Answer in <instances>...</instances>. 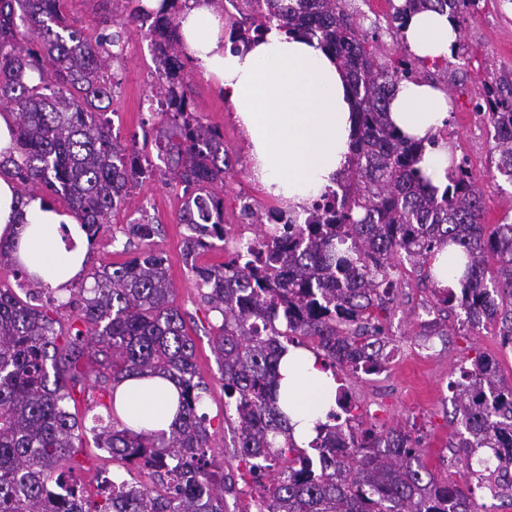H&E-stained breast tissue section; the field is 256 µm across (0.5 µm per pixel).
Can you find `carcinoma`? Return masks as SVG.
Instances as JSON below:
<instances>
[{
  "label": "carcinoma",
  "instance_id": "obj_1",
  "mask_svg": "<svg viewBox=\"0 0 512 512\" xmlns=\"http://www.w3.org/2000/svg\"><path fill=\"white\" fill-rule=\"evenodd\" d=\"M101 28L86 36L64 12V0H0V108L16 115L14 156L0 172L18 185V202L36 193L60 196L94 243L130 191L153 175L142 163L143 141L113 132L107 111L115 75L107 60L123 57L128 24L150 41L155 69L148 112L159 119L154 145L168 185L183 187L179 223L193 256L222 241L224 184L231 157L222 131L192 108L181 48L180 15L189 0H100ZM230 41L247 43L272 24L302 34L334 54L350 79L356 129L345 173L301 217L266 212L284 221L280 234L240 242L221 265H191L209 311L221 316L212 350L224 380V421L237 458L263 486L258 512H477L463 489L428 468L419 437L380 431L351 414L346 392L336 394L310 445L298 447L280 409L279 362L288 346L309 336L314 354L331 364L349 361L367 375L387 354L381 314L394 301L392 267L404 254L419 268L455 244L465 270L457 288H433L436 305L459 308L471 326L497 322L512 340V221L485 223L481 192L461 164L442 191L416 168L421 144L386 119L402 80L419 79L420 59L386 63L367 49L377 33L363 31L345 0H235ZM390 35L400 41L409 16L447 13L457 27L478 0H389ZM498 151L497 171L512 183V86L482 83ZM157 227L149 215L128 236L144 248L130 260L91 274L93 296L78 289L63 326L50 304L23 300L0 288V512H229L235 482L210 447V420L200 412L207 383L195 363V343L174 305L162 254L146 248ZM496 259V269L487 258ZM117 385L130 376L162 375L178 389L180 424L170 436L139 433L116 416L115 405L90 420L68 410L90 374ZM454 416L469 438V453L490 448L503 469L512 465V385L485 355L450 383ZM233 415H228V412ZM90 433L112 458L147 471L152 483L112 480L97 500L85 498L74 475L72 448ZM334 448L344 449L336 456Z\"/></svg>",
  "mask_w": 512,
  "mask_h": 512
}]
</instances>
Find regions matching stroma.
<instances>
[{
    "instance_id": "1",
    "label": "stroma",
    "mask_w": 512,
    "mask_h": 512,
    "mask_svg": "<svg viewBox=\"0 0 512 512\" xmlns=\"http://www.w3.org/2000/svg\"><path fill=\"white\" fill-rule=\"evenodd\" d=\"M351 5L364 30L378 31L375 49L380 60L406 53L405 44L393 40L386 30V0H351ZM460 42L464 46L462 55L421 64L420 77L445 90L450 98L448 144L455 159L466 161L483 196L485 221L493 224L505 214H512V183L496 170L498 153L492 129L477 103L483 81L512 83V0H479L461 29ZM153 70L149 41L132 33L123 61L113 66L120 79L114 89V130L121 138L141 135L144 123L151 120L143 100L150 92ZM187 81L197 115L223 131L224 147L234 160L222 190L224 223L233 229L243 221V202H251L262 211L276 207L277 202L252 181L243 136L213 81L197 66L190 69ZM182 203L181 188L164 185L156 177L143 182L112 214L88 251L87 267L100 269L127 260L137 251L136 246L127 243L129 225L144 211L156 218L158 231L151 246L168 262L175 287L174 304L196 344L197 369L208 385L202 410L211 421V446L223 455L225 469L232 471L237 462L232 432L224 421V382L210 344V326L218 317L203 302L183 255L188 229L178 221ZM395 279L399 296L386 322L392 352L384 371L355 376L345 367L336 370L356 405L355 415L377 429L397 428L421 437L436 477L465 490L474 489L478 512H512L511 498L488 497L486 489L478 486L475 474L484 468L482 458L465 457L459 447L465 430L453 416L448 387L449 382L459 380L462 369L470 367L479 353L492 358L500 376L512 382V343L505 341L495 322L486 321L477 328L464 326L465 315L457 308L448 313L447 335L422 337V324L439 315L432 284L405 259L398 260ZM74 456L80 464L76 476L92 497L97 495L104 477L114 472L130 482L149 480L146 472L124 468L114 461L89 437L75 448Z\"/></svg>"
}]
</instances>
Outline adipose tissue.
<instances>
[{"instance_id":"ef3b65f1","label":"adipose tissue","mask_w":512,"mask_h":512,"mask_svg":"<svg viewBox=\"0 0 512 512\" xmlns=\"http://www.w3.org/2000/svg\"><path fill=\"white\" fill-rule=\"evenodd\" d=\"M183 48L214 78L247 143L252 177L267 194L296 213L336 180L347 165L354 100L345 73L317 40L272 26L237 49L224 45V13L211 0H193L181 22ZM460 32L447 14L410 16L404 42L416 57L447 58ZM451 110L442 89L403 80L394 89L386 118L401 134L421 142L423 177L445 188L452 153L440 138ZM15 182L0 176V241L17 242L18 256L37 285L64 292L84 274L87 237L68 214L39 198L15 202ZM279 405L292 437L308 447L317 424L336 407V381L304 348L284 354ZM117 414L134 430L167 434L176 426L178 392L154 375L128 378L116 389Z\"/></svg>"}]
</instances>
